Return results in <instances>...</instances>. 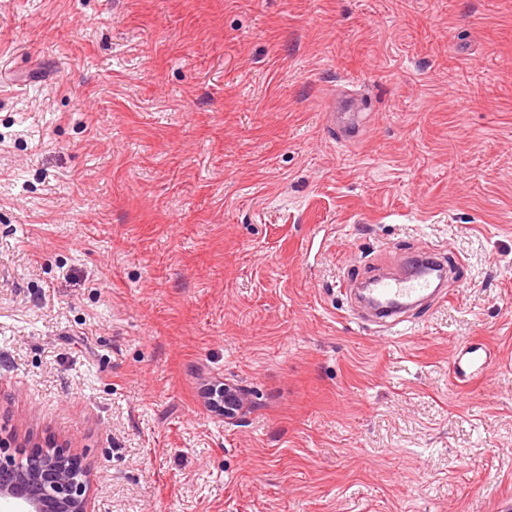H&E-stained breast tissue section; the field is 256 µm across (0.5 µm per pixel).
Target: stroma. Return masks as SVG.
Wrapping results in <instances>:
<instances>
[{"mask_svg": "<svg viewBox=\"0 0 512 512\" xmlns=\"http://www.w3.org/2000/svg\"><path fill=\"white\" fill-rule=\"evenodd\" d=\"M428 247L466 288L362 324L342 284ZM0 438L90 512H497L512 0H0ZM491 363V352L486 348H468L464 353L452 358V373L454 378L467 383L474 380Z\"/></svg>", "mask_w": 512, "mask_h": 512, "instance_id": "obj_1", "label": "stroma"}]
</instances>
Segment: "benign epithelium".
<instances>
[{
  "mask_svg": "<svg viewBox=\"0 0 512 512\" xmlns=\"http://www.w3.org/2000/svg\"><path fill=\"white\" fill-rule=\"evenodd\" d=\"M90 471L59 448L0 458V505L13 512H88Z\"/></svg>",
  "mask_w": 512,
  "mask_h": 512,
  "instance_id": "7a95c632",
  "label": "benign epithelium"
}]
</instances>
